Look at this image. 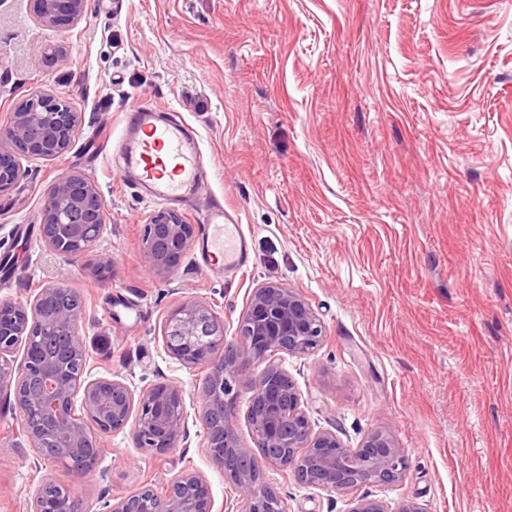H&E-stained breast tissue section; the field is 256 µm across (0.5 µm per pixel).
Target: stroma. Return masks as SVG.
<instances>
[{
  "mask_svg": "<svg viewBox=\"0 0 512 512\" xmlns=\"http://www.w3.org/2000/svg\"><path fill=\"white\" fill-rule=\"evenodd\" d=\"M51 45L66 58L39 65ZM35 86L66 94L79 129L0 196V302L76 288L91 378L174 383L193 409L205 371L165 354L167 311L208 303L232 342L253 291L283 284L325 327L312 355L284 361L315 428L349 448L381 432L407 451L399 481L361 494L390 512H512V0H87L59 30L37 26L27 0H0V125ZM137 106L197 131L203 182L173 210L193 225L210 197L234 212L241 269L201 267L194 241L154 275L142 235L158 206L113 162ZM70 170L99 184L110 217L77 262L50 253L40 226ZM188 431L189 453L162 456L114 434L78 479L41 460L0 396V512H28L47 480L80 512H111L186 469L207 480L213 512H242L200 420ZM264 480L286 512L352 507L272 466Z\"/></svg>",
  "mask_w": 512,
  "mask_h": 512,
  "instance_id": "obj_1",
  "label": "stroma"
}]
</instances>
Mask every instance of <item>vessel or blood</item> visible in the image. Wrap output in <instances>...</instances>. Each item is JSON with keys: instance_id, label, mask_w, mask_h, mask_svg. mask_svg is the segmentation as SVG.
Wrapping results in <instances>:
<instances>
[{"instance_id": "obj_1", "label": "vessel or blood", "mask_w": 512, "mask_h": 512, "mask_svg": "<svg viewBox=\"0 0 512 512\" xmlns=\"http://www.w3.org/2000/svg\"><path fill=\"white\" fill-rule=\"evenodd\" d=\"M118 171L147 188L153 199L170 203L200 181L195 131L179 113L138 108L124 117V149ZM203 255L223 262L225 269L242 268L248 259L246 235L237 218L213 202L199 213Z\"/></svg>"}]
</instances>
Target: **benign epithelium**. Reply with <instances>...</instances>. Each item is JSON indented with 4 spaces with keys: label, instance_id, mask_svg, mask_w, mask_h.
<instances>
[{
    "label": "benign epithelium",
    "instance_id": "7a95c632",
    "mask_svg": "<svg viewBox=\"0 0 512 512\" xmlns=\"http://www.w3.org/2000/svg\"><path fill=\"white\" fill-rule=\"evenodd\" d=\"M33 20L46 29L75 24L84 16L86 0H29ZM79 115L69 98L34 88L15 104L0 126V195L26 173L16 157L52 160L75 140ZM109 222L97 184L72 170L48 190L42 210L46 247L78 260L91 252ZM194 226L172 211L158 210L145 224L143 250L156 275L164 279L180 261L194 237ZM81 294L65 283L49 284L34 298L0 302V393L13 396L21 424L33 447L47 442L60 449L53 460L83 478L98 466L94 449L102 440L130 428L135 447L154 455L174 448L189 451L188 411L177 385L158 383L139 391L122 379L86 380V353L79 326L84 318ZM166 353L186 367L204 365L196 415L207 433L212 459L225 479L243 493L245 512H284L279 491L264 482L263 467L275 466L299 483L326 492H350L363 485L399 480L407 469L403 449L381 433L365 448H347L336 435L314 431L303 400L281 354L307 356L324 335L321 321L297 292L270 282L254 291L238 324L240 346L226 342L224 319L197 300L167 311L161 328ZM63 342L52 357L43 352L49 340ZM24 350L20 367L14 355ZM258 371L250 387L247 419L251 442L237 435L239 377L245 367ZM83 393L81 409L74 398ZM77 512L70 489L46 481L37 491L31 512ZM206 480L185 470L171 478L161 493L151 487L122 496L112 512H212ZM350 512H390L384 501L357 497Z\"/></svg>",
    "mask_w": 512,
    "mask_h": 512
}]
</instances>
